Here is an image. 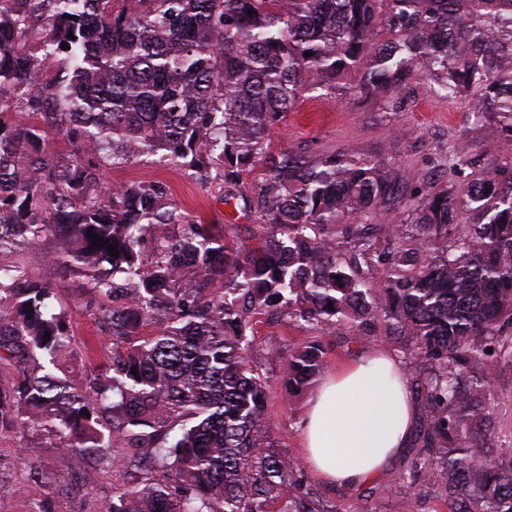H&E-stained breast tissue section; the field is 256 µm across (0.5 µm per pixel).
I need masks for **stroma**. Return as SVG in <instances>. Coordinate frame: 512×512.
Returning <instances> with one entry per match:
<instances>
[{
    "label": "stroma",
    "instance_id": "obj_1",
    "mask_svg": "<svg viewBox=\"0 0 512 512\" xmlns=\"http://www.w3.org/2000/svg\"><path fill=\"white\" fill-rule=\"evenodd\" d=\"M356 76L337 79L331 97L305 100L288 113L270 133L273 152L288 149L316 161L343 151L357 158L378 161L397 179V197L388 210L372 215L375 224L403 225L414 235L410 195H430L459 179L475 180L498 169L502 180L512 179V135L496 119L474 111L469 99L448 101L435 92L426 77L408 79L393 92L366 96L355 92ZM459 150L466 163L462 174L448 168V155ZM104 180L115 186L127 182L159 181L172 199L192 218L222 225L228 247L241 250L254 245L262 232L250 206L255 193L254 175L240 186L205 188L184 171L139 157L108 169ZM55 241L0 255V264L20 263L34 279L51 283L58 291L52 310H66L71 346L79 355L82 376L97 374L111 346L98 337L93 315L94 294L86 277L68 272L60 261ZM323 345L326 369L358 356L366 345L390 352L413 372L405 342L390 338L383 328L373 329L369 342L358 341L347 329L311 328L305 322L262 320L257 325L254 361L271 389L268 411L271 439L282 452L300 453V429L307 395L286 398L281 392L278 352L307 343ZM487 418L474 433L492 447L512 446V369H500L487 400ZM306 485L329 512H448L436 485L418 483L382 493L360 488L347 492L325 486L314 474ZM127 486L122 470L101 465L95 456L58 448L46 431L0 430V512H104L105 503Z\"/></svg>",
    "mask_w": 512,
    "mask_h": 512
}]
</instances>
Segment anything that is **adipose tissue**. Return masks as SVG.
<instances>
[{
  "mask_svg": "<svg viewBox=\"0 0 512 512\" xmlns=\"http://www.w3.org/2000/svg\"><path fill=\"white\" fill-rule=\"evenodd\" d=\"M417 405L403 366L382 348L326 376L302 424V459L323 484L356 489L378 478L413 436Z\"/></svg>",
  "mask_w": 512,
  "mask_h": 512,
  "instance_id": "ef3b65f1",
  "label": "adipose tissue"
}]
</instances>
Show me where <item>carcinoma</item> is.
<instances>
[{"instance_id": "cac0c4a2", "label": "carcinoma", "mask_w": 512, "mask_h": 512, "mask_svg": "<svg viewBox=\"0 0 512 512\" xmlns=\"http://www.w3.org/2000/svg\"><path fill=\"white\" fill-rule=\"evenodd\" d=\"M419 61L439 96L474 93L512 133V0H0V254L56 240L112 342L99 373L76 377L54 288L0 265V360L16 371L0 428L114 448L128 488L105 512H326L272 442L256 317L362 341L379 322L429 370L422 446L393 481H441L451 512H512V453L470 437L489 374L512 366V182L493 170L413 198L414 247L379 250L363 223L392 195L378 162L271 154L299 102L352 72L362 91L392 88ZM51 134L74 150L52 151ZM140 156L203 186L264 167L257 246L228 254L161 182L107 186L101 162ZM371 265L416 272L374 282ZM277 356L290 396L324 364L318 342Z\"/></svg>"}]
</instances>
